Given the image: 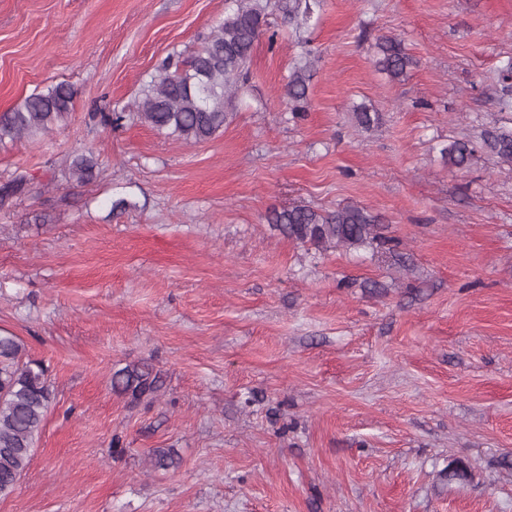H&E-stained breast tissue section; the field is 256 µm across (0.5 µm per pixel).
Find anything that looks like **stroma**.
I'll list each match as a JSON object with an SVG mask.
<instances>
[{"mask_svg": "<svg viewBox=\"0 0 512 512\" xmlns=\"http://www.w3.org/2000/svg\"><path fill=\"white\" fill-rule=\"evenodd\" d=\"M318 2L299 29L271 16L232 121L186 145L102 117L230 0H0V113L76 90L48 135L0 143V187L36 185L0 205V331L53 389L0 512H512V166L479 147L512 126V0ZM383 36L415 61L403 80L375 64ZM297 204L366 207L403 261L267 222ZM142 366L156 394L113 388ZM309 67V62H299L292 68L288 75V82L284 87V94L288 98V102L295 105V108H305V104H307V80H309L307 72ZM473 152L468 141L456 140L448 145L444 153L448 166L462 168L470 161ZM97 163L91 156L80 155L73 159L69 166V176L78 183L90 182L94 179Z\"/></svg>", "mask_w": 512, "mask_h": 512, "instance_id": "1", "label": "stroma"}]
</instances>
